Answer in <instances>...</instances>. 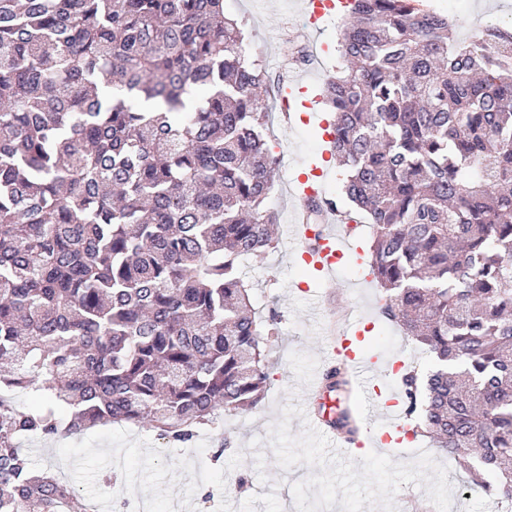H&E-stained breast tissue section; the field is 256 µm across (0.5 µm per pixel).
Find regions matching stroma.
Listing matches in <instances>:
<instances>
[{
  "instance_id": "35a3bbf8",
  "label": "stroma",
  "mask_w": 512,
  "mask_h": 512,
  "mask_svg": "<svg viewBox=\"0 0 512 512\" xmlns=\"http://www.w3.org/2000/svg\"><path fill=\"white\" fill-rule=\"evenodd\" d=\"M455 22V38L471 39L491 20L512 28V0H425ZM227 17L242 24L247 59L277 78L278 65L300 42L303 29L297 0H224ZM267 140L280 151L282 170L268 201L279 217L278 244L263 257L242 261L240 273L251 302L262 313H277L278 329L267 347L269 380L256 408L217 414L188 444L174 445L146 426L114 424L71 438L26 440L35 470L53 469L92 506L144 503L148 512H176L187 497L190 512H396L400 498L416 495L448 512V495L465 474L451 456L438 453L429 438L417 446L367 448L358 459L339 456L312 434L303 417L302 389L323 364L322 313L353 310L373 326L368 346L390 358L406 357L422 367L433 358L379 315V290L364 281L357 263L340 269L335 281L321 282L290 250L287 167L323 164L326 197L340 198L343 175L335 161H322L325 145L317 120L287 124L271 98ZM233 431L237 447L211 464L215 444ZM111 485H104V474ZM214 490L203 502V489Z\"/></svg>"
}]
</instances>
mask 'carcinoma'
Wrapping results in <instances>:
<instances>
[{"label": "carcinoma", "mask_w": 512, "mask_h": 512, "mask_svg": "<svg viewBox=\"0 0 512 512\" xmlns=\"http://www.w3.org/2000/svg\"><path fill=\"white\" fill-rule=\"evenodd\" d=\"M452 27L350 0L323 93L380 314L434 357L401 376L413 429L509 501L512 31ZM244 41L224 0H0V512H90L30 437L184 444L264 398L276 314L238 263L272 248L278 158Z\"/></svg>", "instance_id": "cac0c4a2"}]
</instances>
